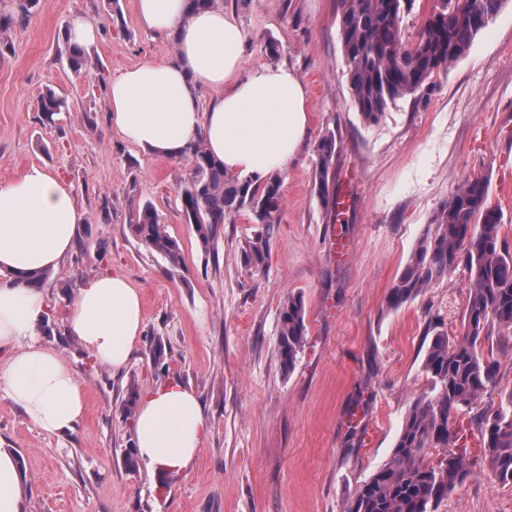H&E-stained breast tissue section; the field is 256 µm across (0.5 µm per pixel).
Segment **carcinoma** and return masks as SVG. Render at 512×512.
<instances>
[{
    "instance_id": "cac0c4a2",
    "label": "carcinoma",
    "mask_w": 512,
    "mask_h": 512,
    "mask_svg": "<svg viewBox=\"0 0 512 512\" xmlns=\"http://www.w3.org/2000/svg\"><path fill=\"white\" fill-rule=\"evenodd\" d=\"M416 0H339L340 38L345 75L352 100L364 121L376 125L397 103L417 97L449 70L476 36L512 0H434L415 43L405 44L400 22ZM68 63L77 74L89 73L85 51L69 46ZM67 107L51 88L40 95V112L51 119ZM316 180L324 205L330 203L329 171L336 137L329 131L316 147ZM191 173L181 190L187 223L196 226L203 245L216 227L249 211L263 231L245 242L244 266L259 270L269 256L273 225L281 211L280 174L260 183L224 172L203 140L190 147ZM139 240L162 255L173 268L181 264L178 243L160 223L154 207L132 210ZM501 210L488 200V181L476 175L454 190L419 239L407 265L390 289L388 302L398 308L422 290L442 281L458 267L468 272L469 289L463 332L450 337L438 326L423 361L431 388L416 397L396 438L389 460L358 486L346 512H435L439 500L459 489L471 475L468 438L481 441L496 481L512 485V391L498 407L484 410L461 426L463 415L496 382L500 362L485 350L494 335L512 337V250L505 246ZM278 357L291 371L303 348L307 328L302 298L288 297L279 315ZM442 451L433 464L429 450Z\"/></svg>"
}]
</instances>
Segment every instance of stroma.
<instances>
[{"mask_svg":"<svg viewBox=\"0 0 512 512\" xmlns=\"http://www.w3.org/2000/svg\"><path fill=\"white\" fill-rule=\"evenodd\" d=\"M0 0V183L37 164L70 183L86 214L74 250L42 293V338L76 371L86 412L74 431L34 426L0 399V446L21 467L25 512H346L356 488L391 455L403 419L428 387L422 370L430 320L461 332L468 273L457 269L399 308L389 291L441 205L466 179H489L512 243V8L420 96L376 125L354 106L345 76L339 0H216L247 35L245 59L294 67L307 89L309 132L282 175V205L265 267L241 251L257 232L249 213L218 225L203 246L186 223L187 160L155 157L108 125L104 84L74 73L66 49L79 15L98 29L86 54L111 76L173 58V37L141 30L135 0H38L20 16ZM280 43L278 57L265 51ZM52 88L65 112L45 120ZM334 132L333 196L316 193V145ZM148 202L180 247L171 268L134 234L131 205ZM141 292L144 329L119 372L95 364L66 333L77 289L100 272ZM301 296L308 335L292 372L279 364V312ZM193 388L211 431L192 465L154 478L135 459L131 396L167 380ZM436 512H512V486L476 461Z\"/></svg>","mask_w":512,"mask_h":512,"instance_id":"stroma-1","label":"stroma"}]
</instances>
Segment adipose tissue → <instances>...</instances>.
<instances>
[{
  "label": "adipose tissue",
  "mask_w": 512,
  "mask_h": 512,
  "mask_svg": "<svg viewBox=\"0 0 512 512\" xmlns=\"http://www.w3.org/2000/svg\"><path fill=\"white\" fill-rule=\"evenodd\" d=\"M146 32L174 36L170 61L146 60L107 82L109 119L122 138L164 159H181L204 140L225 171L253 182L286 172L309 130L306 89L285 65L244 69L247 35L235 16L186 0H136ZM218 89L202 101L199 91ZM84 213L71 186L40 165L0 184V398L48 433L81 422L85 392L73 368L40 339L49 317L24 274L57 268L75 245ZM138 288L117 272L77 291L67 330L99 363L122 370L143 332ZM209 433L198 396L170 380L142 394L133 420L137 456L153 474L183 471ZM0 512H23L20 463L0 448Z\"/></svg>",
  "instance_id": "1"
}]
</instances>
